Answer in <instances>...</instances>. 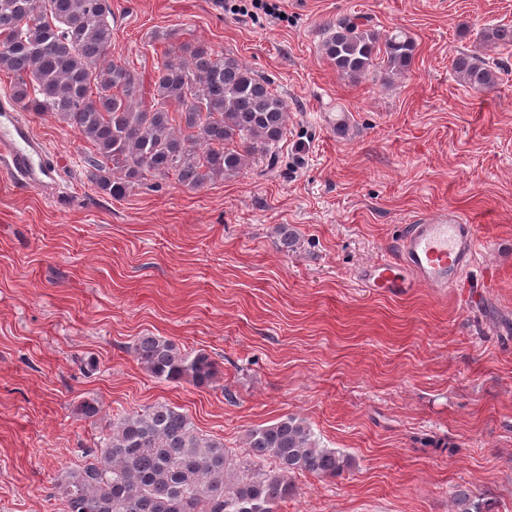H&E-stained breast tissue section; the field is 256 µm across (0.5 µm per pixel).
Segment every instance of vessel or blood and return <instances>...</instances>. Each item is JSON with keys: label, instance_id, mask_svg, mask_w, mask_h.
I'll return each mask as SVG.
<instances>
[{"label": "vessel or blood", "instance_id": "vessel-or-blood-1", "mask_svg": "<svg viewBox=\"0 0 512 512\" xmlns=\"http://www.w3.org/2000/svg\"><path fill=\"white\" fill-rule=\"evenodd\" d=\"M0 163L18 183L33 189L50 183L57 173L44 143L34 136L14 104L0 108ZM477 247L476 225L449 220L444 213L430 215L408 225L395 256L366 270L361 285L390 296L417 286L443 294L472 269Z\"/></svg>", "mask_w": 512, "mask_h": 512}]
</instances>
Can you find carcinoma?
<instances>
[{
	"mask_svg": "<svg viewBox=\"0 0 512 512\" xmlns=\"http://www.w3.org/2000/svg\"><path fill=\"white\" fill-rule=\"evenodd\" d=\"M108 0H0V72L11 77V98L27 112H50L90 144L85 168L102 193L124 197L170 178L199 189L235 176L257 152L274 165L273 147L287 131L286 105L236 58L204 43L166 45L150 89L129 62L111 53ZM512 45V27L485 35ZM324 55L350 78L381 63L386 76L405 73L416 42L395 30L380 34L356 16L329 26ZM457 78L482 92L497 73L476 52L452 59ZM133 352L161 382L210 384L216 362L203 350H182L162 336H141ZM351 458L325 448L295 416L249 429L236 453L224 440L199 434L188 415L156 403L112 423L103 447L57 484L65 512H278L294 493L293 477L334 478ZM457 512H490L467 490Z\"/></svg>",
	"mask_w": 512,
	"mask_h": 512,
	"instance_id": "carcinoma-1",
	"label": "carcinoma"
}]
</instances>
